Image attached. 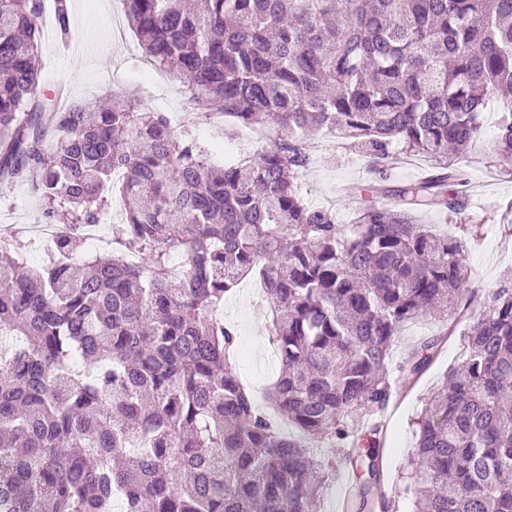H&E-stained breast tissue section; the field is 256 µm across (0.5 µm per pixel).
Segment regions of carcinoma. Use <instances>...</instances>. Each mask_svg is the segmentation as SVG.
<instances>
[{
	"label": "carcinoma",
	"mask_w": 512,
	"mask_h": 512,
	"mask_svg": "<svg viewBox=\"0 0 512 512\" xmlns=\"http://www.w3.org/2000/svg\"><path fill=\"white\" fill-rule=\"evenodd\" d=\"M55 10L66 39L68 0ZM41 17V0H0V176L36 172L45 223L68 231L39 268L0 237V336L15 339L0 353V512H315L325 447L366 449L350 512H388L382 425L356 424L389 404L402 325L458 320L461 242L415 216L466 210L448 150L481 136L492 99L507 104L497 142L512 161V0H125L145 57L202 109L281 131L224 166L122 96L95 112L40 100ZM323 130L378 164L399 145L440 171L377 189L393 203L342 227L296 182ZM113 193L128 209L119 252L79 248ZM251 274L280 364L267 409L218 315ZM444 339L402 372H424ZM463 340L416 421L412 512H512V272Z\"/></svg>",
	"instance_id": "cac0c4a2"
}]
</instances>
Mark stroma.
Instances as JSON below:
<instances>
[{
    "mask_svg": "<svg viewBox=\"0 0 512 512\" xmlns=\"http://www.w3.org/2000/svg\"><path fill=\"white\" fill-rule=\"evenodd\" d=\"M69 39L79 42V53H69L61 41L53 0H44L39 51L43 66V92L54 95L58 83H67L71 101L95 109L112 94L130 98L139 108L171 117L190 112L194 106L189 89L172 73L155 68L125 21L123 0H69ZM68 39V40H69ZM499 101H491L483 114L480 141L452 161L470 172L475 189L468 208L451 217L436 212L421 213L422 223L438 233L461 237L466 245L469 269L468 302L451 338L432 365L414 379L397 380L390 403L380 419L386 429L382 493L398 512H412L406 493L411 484L408 459L416 445L415 421L425 403L444 381L448 369L463 352L462 332L466 321L478 316L488 295L498 287L503 274L512 269V224L500 215L512 203V164L500 156L496 145ZM195 132L206 145L213 163H236L272 147L279 131L269 125L241 127L225 120L198 119ZM310 163L298 178L301 195L309 206L333 209L340 224L353 223L356 205L371 200L380 184L397 188L419 178L426 158L411 157L409 164L375 172L369 158L357 152L350 139L333 132H320L311 139ZM42 204L30 173L0 179V235L24 238L36 224ZM269 303L261 283L244 279L224 298V321L237 335L240 355L238 373L252 391H266L278 373V363L268 339Z\"/></svg>",
    "mask_w": 512,
    "mask_h": 512,
    "instance_id": "obj_1",
    "label": "stroma"
}]
</instances>
